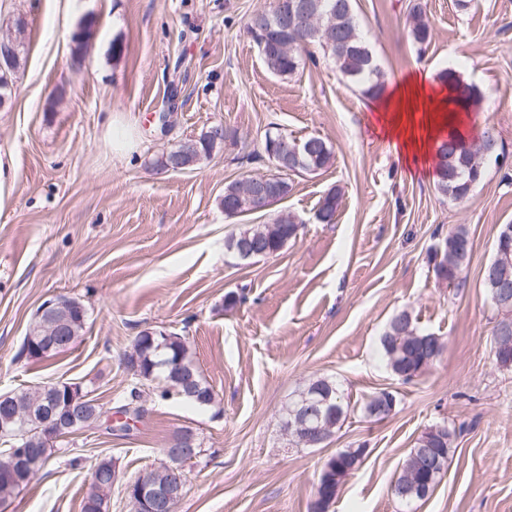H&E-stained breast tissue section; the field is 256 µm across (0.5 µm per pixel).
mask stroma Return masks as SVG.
<instances>
[{
	"label": "stroma",
	"mask_w": 512,
	"mask_h": 512,
	"mask_svg": "<svg viewBox=\"0 0 512 512\" xmlns=\"http://www.w3.org/2000/svg\"><path fill=\"white\" fill-rule=\"evenodd\" d=\"M274 2L0 0V34L27 18L12 98L0 108V393L78 382L118 407L133 384L124 356L151 327L187 338L216 394L201 409L158 400L156 384L144 383L148 413L128 435H73L70 452L0 512H81L103 457L118 472L109 512H131L125 483L158 465L183 428L202 454L187 467L176 512H309L329 458L359 446L362 462L329 512H512V368L491 352L502 314L482 277L501 225L512 224V165L487 161L462 201L409 178L370 129L366 99L332 64L321 58L286 79L267 71L245 24ZM417 3L434 28L422 51L406 31ZM355 11L387 77L419 65L477 86L473 120L495 127L512 158V0H356ZM89 21L77 63L72 36ZM180 57L186 80L163 133L153 115ZM216 123L232 134L219 153L184 172L156 167L162 151ZM274 128L324 138L333 163L292 175L276 207L226 218L225 183L268 171L260 153ZM335 185L344 193L336 219L318 223V202ZM281 210L302 228L277 255L243 261L225 249L229 234ZM459 225L473 251L464 286L451 288L430 255ZM59 295L87 310L81 340L48 360L20 357L39 307ZM404 309L446 345L408 382L380 345ZM320 378L336 382L352 414L327 447H290L279 411ZM383 390L396 398L394 413L362 416ZM443 423L456 439L441 481L426 499L400 502L392 485L407 454Z\"/></svg>",
	"instance_id": "obj_1"
}]
</instances>
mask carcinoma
I'll list each match as a JSON object with an SVG mask.
<instances>
[{"label":"carcinoma","mask_w":512,"mask_h":512,"mask_svg":"<svg viewBox=\"0 0 512 512\" xmlns=\"http://www.w3.org/2000/svg\"><path fill=\"white\" fill-rule=\"evenodd\" d=\"M316 5L322 36L313 39L292 24L291 18L281 15V6L267 13L261 29L254 30V23L258 13L250 15L246 24L247 33L255 43L265 44V53L262 59L267 69L274 75L288 78L299 69L305 67L306 61H314L313 54L308 46L320 48L336 68L340 77L359 88L360 93L370 99L379 98L385 88L386 74L377 64L369 45L360 29L359 20L354 12L353 0H310ZM407 34L410 40L423 46L433 37V27L421 5L411 8ZM296 38L301 45L291 52L281 50L282 43ZM0 46L12 52L11 69L8 73H0V104L11 98L12 76L20 68L21 56L17 39L10 36L0 39ZM439 82L448 88V110L451 112H477L482 100L480 91L472 84L465 82L456 72L445 70L439 75ZM277 147L288 152V156L299 155V162L293 164V173H317L327 168L333 161L332 145L318 136H309L299 141L287 136L277 143ZM177 148L189 150L196 161L207 159L213 151L221 146H214L205 141L201 134L196 139H189L177 145ZM499 136L492 127L482 132L478 141L469 142L457 130L448 132L435 150V167L437 178L435 188L438 194L455 201L464 200L484 177V162L487 159L499 158ZM343 192L338 186L330 187L319 201L316 219L322 224L334 222L336 213L342 203ZM224 214L228 217L245 215V200L240 188V181L236 180L224 186V199L222 201ZM288 222L283 223L280 217H275L270 224H251L229 235V238H246V242L254 250L253 258L261 257L266 251L279 252L293 238L297 225L296 217L287 213ZM448 253L434 263L433 271L436 279L448 283V286L459 288L463 286L466 271L470 262L473 243L468 231L462 225L450 230L447 235ZM507 266L512 269V254L509 260L499 259L494 255L491 262L484 268L483 281L488 294H493V287L497 284L496 273L499 268ZM66 301L72 305L74 314L71 317L69 333L66 336L48 335L49 326L40 317H35L29 327V334L36 342H42L50 347L48 351L29 352L30 359H46L70 349L83 335L87 311L76 299L68 297ZM423 333L414 325L410 314L402 310L394 315L381 336V349L386 358L387 365L392 373L404 381L411 380L407 373L417 372L426 356L427 347L422 339ZM139 375L133 376L137 385L133 386L124 403L117 407L116 413L128 415L129 411L136 412L141 418L146 413L142 403V391L138 383L158 379L162 386L157 398L162 401L177 399L188 402L198 408H208L214 401L212 387L203 379L198 367L189 354L185 338L177 333L167 336L154 337V343L138 352ZM200 385L208 394L203 402L187 394L192 383ZM331 392V399L336 401V414L325 419V423L336 429L352 412L349 404L344 402L336 383L332 380L320 378L315 380ZM31 390L21 389L9 392V396L0 400V407L4 406L12 412L21 414L25 419L24 428L28 432L25 441L19 443L12 439H3L0 443L5 448L0 450V465H7L18 457L21 447L39 449V459L35 471L42 470L50 462L55 449L45 448V443L38 433L43 427L46 417L36 411H31ZM360 463L357 452L346 448L336 452L325 464L319 483L330 493L329 500L324 508H329L332 499L336 496V474L346 468ZM93 476L100 477V483H90L82 500L81 512H98L90 507L96 503L100 506L108 505L112 494V485L109 481L112 476V460L103 458L94 465Z\"/></svg>","instance_id":"obj_1"}]
</instances>
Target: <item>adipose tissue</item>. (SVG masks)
Instances as JSON below:
<instances>
[{
  "label": "adipose tissue",
  "instance_id": "ef3b65f1",
  "mask_svg": "<svg viewBox=\"0 0 512 512\" xmlns=\"http://www.w3.org/2000/svg\"><path fill=\"white\" fill-rule=\"evenodd\" d=\"M446 96V88L435 84L429 70L418 67L389 82L371 103L373 131L389 140L406 172L431 175L434 145L447 130Z\"/></svg>",
  "mask_w": 512,
  "mask_h": 512
}]
</instances>
